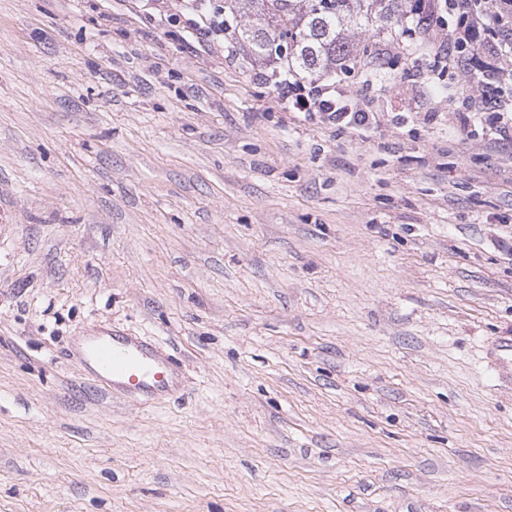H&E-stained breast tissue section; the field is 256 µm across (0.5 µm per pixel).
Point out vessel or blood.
Masks as SVG:
<instances>
[{"mask_svg": "<svg viewBox=\"0 0 512 512\" xmlns=\"http://www.w3.org/2000/svg\"><path fill=\"white\" fill-rule=\"evenodd\" d=\"M81 353L87 374L108 392L148 401L178 382L172 358L140 337L123 336L104 325L88 336Z\"/></svg>", "mask_w": 512, "mask_h": 512, "instance_id": "b4317fda", "label": "vessel or blood"}]
</instances>
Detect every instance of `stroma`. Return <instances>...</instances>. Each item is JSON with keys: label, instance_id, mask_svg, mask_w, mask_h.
<instances>
[{"label": "stroma", "instance_id": "35a3bbf8", "mask_svg": "<svg viewBox=\"0 0 512 512\" xmlns=\"http://www.w3.org/2000/svg\"><path fill=\"white\" fill-rule=\"evenodd\" d=\"M355 36L362 133L143 0H0V512H512V90ZM106 323L179 391L103 394Z\"/></svg>", "mask_w": 512, "mask_h": 512}]
</instances>
